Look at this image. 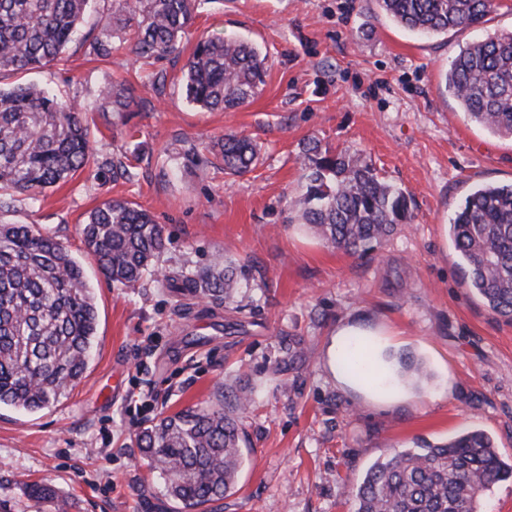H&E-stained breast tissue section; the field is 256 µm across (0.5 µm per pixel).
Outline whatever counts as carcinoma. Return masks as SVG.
Returning <instances> with one entry per match:
<instances>
[{"instance_id": "1", "label": "carcinoma", "mask_w": 512, "mask_h": 512, "mask_svg": "<svg viewBox=\"0 0 512 512\" xmlns=\"http://www.w3.org/2000/svg\"><path fill=\"white\" fill-rule=\"evenodd\" d=\"M94 0H0V73L26 72L62 60ZM396 22L424 37L478 27L498 8L497 0H379ZM195 0H112V23L84 37L88 54L112 56L114 39L131 43L148 62L180 52L194 23ZM267 55L236 37L197 41L184 65L187 102L206 110L248 103L265 84ZM448 92L464 112L489 132L512 137V32L475 41L451 61ZM112 111L133 103L130 89L102 91ZM87 107L63 100L36 84L0 90V207L34 201L82 169L90 154ZM260 149L250 138L228 133L217 142L224 172L250 170ZM304 190L290 202L289 223L313 229L326 244L367 257L400 224L411 220L406 191L379 175L366 156L311 139L301 156ZM448 234L461 281L497 315L512 322V184H477L449 219ZM84 242L100 271L119 288H140L166 248L161 225L146 211L107 200L83 224ZM247 265L224 259V269L180 271L163 282L215 302L229 299ZM97 307L82 265L55 236L31 224H0V407L49 408L81 381L91 358ZM370 350L354 338L340 366L359 380L368 370L355 354ZM402 383L428 377L426 367L407 364ZM153 476L166 494L190 510L224 499L243 463L238 421L224 408L190 406L159 417L135 435ZM512 477L494 441L463 430L448 440L398 450L346 488L355 512H482L483 496ZM35 503H57L47 482H33Z\"/></svg>"}]
</instances>
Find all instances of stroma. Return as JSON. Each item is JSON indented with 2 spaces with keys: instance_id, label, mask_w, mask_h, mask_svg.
I'll return each instance as SVG.
<instances>
[{
  "instance_id": "obj_1",
  "label": "stroma",
  "mask_w": 512,
  "mask_h": 512,
  "mask_svg": "<svg viewBox=\"0 0 512 512\" xmlns=\"http://www.w3.org/2000/svg\"><path fill=\"white\" fill-rule=\"evenodd\" d=\"M511 30L512 0L480 28L429 39L376 0H199L185 51L206 36H240L267 54L262 91L238 109L188 104L183 59L145 66L126 43L106 61L76 43L61 64L0 76L1 87L47 84L87 107L85 169L36 202L0 208V224L54 234L83 265L98 308L79 385L42 411L0 409V512H56L27 497L33 481L51 483L67 512H172L134 436L196 404L223 405L247 439L234 493L205 512H355L345 488L372 463L464 429L493 437L511 463L512 322L462 284L444 231L474 184L512 182V138L472 123L445 86L462 47ZM122 80L135 101L116 112L101 92ZM231 132L258 143L256 167L234 176L214 157L198 166L206 145ZM311 139L363 153L409 194L410 223L372 256L285 223ZM113 198L163 226L161 274L227 256L248 264V281L221 304L154 281L112 285L81 228ZM346 326L366 331L374 366L404 354L429 379L385 396L375 381L351 379L332 354ZM243 389L253 393L245 408L235 402Z\"/></svg>"
}]
</instances>
